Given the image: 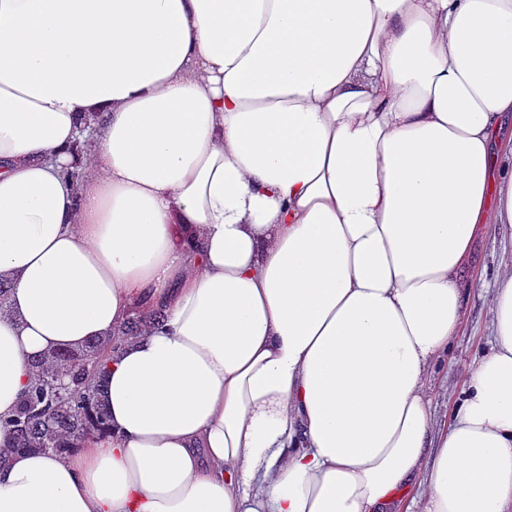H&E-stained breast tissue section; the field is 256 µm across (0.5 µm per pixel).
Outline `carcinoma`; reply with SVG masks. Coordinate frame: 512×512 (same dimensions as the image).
Instances as JSON below:
<instances>
[{
  "label": "carcinoma",
  "instance_id": "carcinoma-1",
  "mask_svg": "<svg viewBox=\"0 0 512 512\" xmlns=\"http://www.w3.org/2000/svg\"><path fill=\"white\" fill-rule=\"evenodd\" d=\"M112 346L110 338L92 340L79 350L53 352L34 362V378L17 411L5 420L16 438L14 451L48 450L60 455L71 441L108 430L103 377ZM58 373H67L74 379L65 400L52 393L51 382Z\"/></svg>",
  "mask_w": 512,
  "mask_h": 512
}]
</instances>
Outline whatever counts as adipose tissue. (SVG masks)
Masks as SVG:
<instances>
[{"instance_id":"ef3b65f1","label":"adipose tissue","mask_w":512,"mask_h":512,"mask_svg":"<svg viewBox=\"0 0 512 512\" xmlns=\"http://www.w3.org/2000/svg\"><path fill=\"white\" fill-rule=\"evenodd\" d=\"M507 118L512 0H0V419L164 314L0 512H512V270L449 429L427 395Z\"/></svg>"}]
</instances>
